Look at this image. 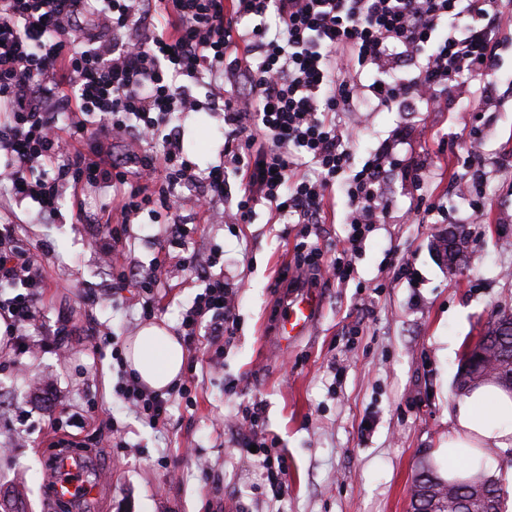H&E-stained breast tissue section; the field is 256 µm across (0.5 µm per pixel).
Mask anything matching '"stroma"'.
<instances>
[{
    "mask_svg": "<svg viewBox=\"0 0 512 512\" xmlns=\"http://www.w3.org/2000/svg\"><path fill=\"white\" fill-rule=\"evenodd\" d=\"M497 38L501 69L488 111H474L480 85L470 81L450 111L383 109L364 113L356 126L357 164L387 148L422 163L423 192L441 198L448 212L434 223L405 220L411 187L393 170L387 217L362 241L350 279L318 280L295 265L302 238L325 251L345 246L344 195H336L333 215L308 230L271 220L262 206L251 224L225 223L218 211L198 223L196 252H221L224 278L238 290L237 331L219 372L209 369L206 340L186 349L194 404L174 405L165 426L143 423L113 397L111 348L91 353L93 326L110 328L122 347L142 327L137 307L113 295L87 245L93 226L77 223L67 203L51 219L22 204L24 242L50 286L39 303L37 353L18 364L0 357V490L12 512H61L46 467L54 452L51 421L90 400L94 418L75 440L107 477L85 512H411L416 473L426 466L448 473L444 448L461 354L498 311L512 310V27ZM171 126L197 168L219 163L222 109L176 115ZM474 131L484 152L480 224L469 222L471 195L440 147L464 143ZM457 227L466 232L465 259L452 272L439 241ZM281 275L313 284L321 300L312 331L284 346L274 333L287 295L276 285ZM161 282L156 323L173 334L203 282L174 258ZM64 323L75 331L66 360L51 338ZM230 382L237 386L232 396ZM254 401L263 403V428L288 465L279 496L258 459L239 448L231 423ZM115 435L125 447H104Z\"/></svg>",
    "mask_w": 512,
    "mask_h": 512,
    "instance_id": "1",
    "label": "stroma"
}]
</instances>
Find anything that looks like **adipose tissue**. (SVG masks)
I'll return each mask as SVG.
<instances>
[{
	"mask_svg": "<svg viewBox=\"0 0 512 512\" xmlns=\"http://www.w3.org/2000/svg\"><path fill=\"white\" fill-rule=\"evenodd\" d=\"M125 361L145 386L161 390L181 375L185 352L176 337L151 325L135 337ZM511 447L512 395L492 385H481L456 403L448 434L449 476L469 471L472 449Z\"/></svg>",
	"mask_w": 512,
	"mask_h": 512,
	"instance_id": "adipose-tissue-1",
	"label": "adipose tissue"
}]
</instances>
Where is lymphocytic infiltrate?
Segmentation results:
<instances>
[{"label":"lymphocytic infiltrate","instance_id":"obj_1","mask_svg":"<svg viewBox=\"0 0 512 512\" xmlns=\"http://www.w3.org/2000/svg\"><path fill=\"white\" fill-rule=\"evenodd\" d=\"M511 23L495 0H0V101L10 109L0 127V182L15 204L49 216L63 189H102L99 210L77 208L76 221L97 225L112 285L138 291L142 320L157 316L161 257L170 246L180 249L183 269L208 267L180 327L186 344L202 333L220 347L236 332L235 291L215 256L190 251L188 214L210 213L235 191L230 223H252L264 205L278 218L317 224L341 190L345 247L329 256L310 247L301 262L349 277L366 233L384 219V175L395 162L384 150L355 165L341 115L379 105L444 112L465 78L491 90L500 67L496 31ZM365 73L372 83H363ZM186 77L208 79L212 104L224 107V158L204 173L161 124L163 116L197 111ZM61 110L73 112L72 123H59ZM132 131L161 150H117ZM185 186L190 194H182ZM144 215L166 224L160 255L146 266L117 256L128 224ZM19 224L16 213L0 215V284L13 288L0 293V319L18 359L35 351L47 286ZM115 392L155 427L191 388L157 392L127 376ZM263 413L260 402L245 407L239 445L255 448L270 483L281 486L287 466L263 430Z\"/></svg>","mask_w":512,"mask_h":512}]
</instances>
